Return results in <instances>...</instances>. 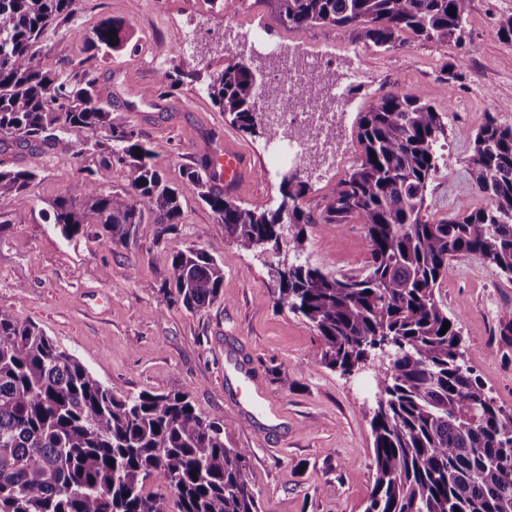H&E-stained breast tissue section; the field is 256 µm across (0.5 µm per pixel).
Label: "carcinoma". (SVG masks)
Wrapping results in <instances>:
<instances>
[{"label":"carcinoma","mask_w":512,"mask_h":512,"mask_svg":"<svg viewBox=\"0 0 512 512\" xmlns=\"http://www.w3.org/2000/svg\"><path fill=\"white\" fill-rule=\"evenodd\" d=\"M76 0H0V135L47 144L72 130L102 139L75 143L98 164L133 173L130 188L106 189L90 176L57 199L53 224L72 240L96 224L115 245L154 226L152 243L176 231L182 190L130 126L112 123L95 101L99 56L129 43L121 21L71 27L91 54L45 63L50 35L76 14ZM283 25L332 27L377 48L406 34L446 45L465 40L471 0H271ZM455 14H450V9ZM115 35H110V32ZM207 93L230 123L263 127L258 98L292 107L282 86L226 52ZM334 70L303 94L317 100ZM442 113L394 89L358 125L361 159L332 188L320 218L300 207L308 184L282 177L277 208L257 211L210 186L201 169L185 184L216 215L238 248L279 259L299 250L306 224L364 225L370 257L362 273L333 277L308 264L278 272L276 305L305 318L323 343V363L378 380L370 421L374 483L363 512H512V408L488 396L461 351L462 336L436 296L454 259L474 255L512 278V126L488 113L473 140L472 184L485 206L432 220L426 190L438 166ZM21 170L0 169V204L20 197L40 171L41 152ZM166 301L201 311L224 295V265L205 250L170 253ZM249 448L224 446V423L196 412L183 391L119 395L30 321L0 308V512H260ZM153 478L171 491L151 490Z\"/></svg>","instance_id":"carcinoma-1"}]
</instances>
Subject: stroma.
Returning <instances> with one entry per match:
<instances>
[{"instance_id": "stroma-1", "label": "stroma", "mask_w": 512, "mask_h": 512, "mask_svg": "<svg viewBox=\"0 0 512 512\" xmlns=\"http://www.w3.org/2000/svg\"><path fill=\"white\" fill-rule=\"evenodd\" d=\"M511 15L512 0H472L465 30L478 50L469 54L410 35L383 50L360 46L334 28L291 29L263 0H236L225 13L208 0H79L76 20L84 29L106 18L125 24L133 47L100 63L97 100L113 123L142 134L164 178L182 189V222L157 245L147 239L115 245L93 224L79 239L62 238L48 220L51 204L81 171L93 172L106 188H125L131 180L92 155L76 156L84 132L62 135L43 146L42 168L23 198L0 204L7 220L0 231V307L36 323L123 394L189 391L200 413L223 421L226 447L251 449L250 475L263 512H363L374 480L371 370L344 375L327 368L317 332L276 307L268 255L241 251L184 186L185 171L227 140L258 163L253 183L236 193L245 206L276 207L288 171L278 163L286 136H251L231 125L208 97L207 77L224 67L228 17L239 31L262 25L282 45L304 54L326 51L341 63L362 47L371 80L353 87L343 106L348 141L356 142L361 112L383 93L397 88L428 101L442 112L445 133L426 213L434 219L466 214L486 204L468 173L477 130L490 112L512 126V112L502 109L512 102V45L497 34L499 21ZM449 66L457 76L452 84ZM166 70L188 78L161 94L155 87ZM188 246L224 263L223 298L198 312L167 304L160 291L169 253ZM369 250L363 225L325 230L314 223L297 259L337 277L356 275ZM439 293L463 336L468 366L489 396L511 408L512 352L501 347L499 329L512 321V280L463 256L453 260ZM283 374L293 377V387H280Z\"/></svg>"}]
</instances>
